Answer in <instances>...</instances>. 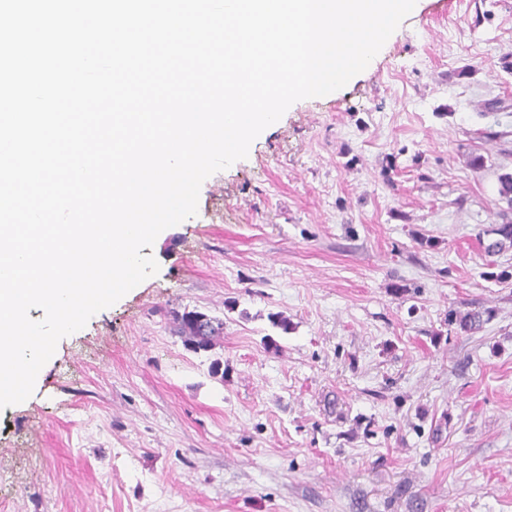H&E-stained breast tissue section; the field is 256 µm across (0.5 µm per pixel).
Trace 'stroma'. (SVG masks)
<instances>
[{
	"label": "stroma",
	"instance_id": "stroma-1",
	"mask_svg": "<svg viewBox=\"0 0 512 512\" xmlns=\"http://www.w3.org/2000/svg\"><path fill=\"white\" fill-rule=\"evenodd\" d=\"M505 172L512 0H416L0 410V512H512ZM190 310L213 350L175 333ZM176 333L183 338L188 350L195 353L210 351L224 334V322L200 311H184L175 316Z\"/></svg>",
	"mask_w": 512,
	"mask_h": 512
}]
</instances>
